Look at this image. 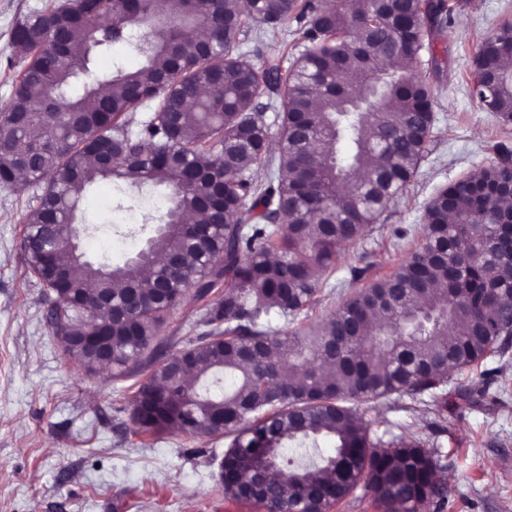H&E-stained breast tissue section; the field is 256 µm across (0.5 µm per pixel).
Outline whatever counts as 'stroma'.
Returning <instances> with one entry per match:
<instances>
[{"mask_svg": "<svg viewBox=\"0 0 512 512\" xmlns=\"http://www.w3.org/2000/svg\"><path fill=\"white\" fill-rule=\"evenodd\" d=\"M56 0H0V105L7 104L20 64L12 63L17 21ZM512 19V0H467L450 31L434 37L417 75L433 83L437 105L431 140L407 194L363 243L344 250L335 274L343 295L367 287L403 258L401 239L420 242L424 208L443 186L498 162L512 151V124L471 100L460 75L470 70L477 34ZM41 187H0V512H260L226 496L218 472L230 440L177 433H134L131 379L87 375L66 355L49 324L44 290L25 267L21 239ZM166 191L122 179L84 190L79 248L96 264L122 266L153 234L147 222ZM204 301L186 298L161 329L164 351L199 335ZM512 349L472 372L453 376L450 407L436 426L430 394L404 395L391 409L362 401L372 436L383 433L441 448L451 488L447 512H512ZM485 394L458 397L460 387Z\"/></svg>", "mask_w": 512, "mask_h": 512, "instance_id": "obj_1", "label": "stroma"}]
</instances>
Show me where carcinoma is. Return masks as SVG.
I'll return each instance as SVG.
<instances>
[{"instance_id":"carcinoma-1","label":"carcinoma","mask_w":512,"mask_h":512,"mask_svg":"<svg viewBox=\"0 0 512 512\" xmlns=\"http://www.w3.org/2000/svg\"><path fill=\"white\" fill-rule=\"evenodd\" d=\"M452 13L448 0H59L12 30L22 69L0 111V186L26 170L46 182L21 250L46 288L54 333L89 374L102 356L84 336L107 337L116 376L148 371L129 403L136 433L232 436L221 485L236 501L257 482L265 512H329L366 476L382 512L448 504L442 451L372 440L354 403L435 398L453 374L512 346V257L486 258L504 163L441 188L425 207L422 243L392 272L319 322L309 311L340 251L365 239L419 168L435 95L414 65ZM251 22L273 36L299 24L288 68L279 54L259 68L238 51ZM136 28L145 63L99 75L94 59ZM511 40L505 21L477 41L473 65L498 80L470 82L477 105L506 124ZM263 93L280 120L276 156L257 112ZM357 171L366 179L350 178ZM98 177L169 190L147 247L109 274L64 235L81 206L75 188ZM221 287L193 343L145 357L188 293L203 300ZM103 296L134 305L105 311ZM274 316L290 328L272 329ZM222 375L234 385L216 392ZM320 437L332 454L283 469V448Z\"/></svg>"}]
</instances>
